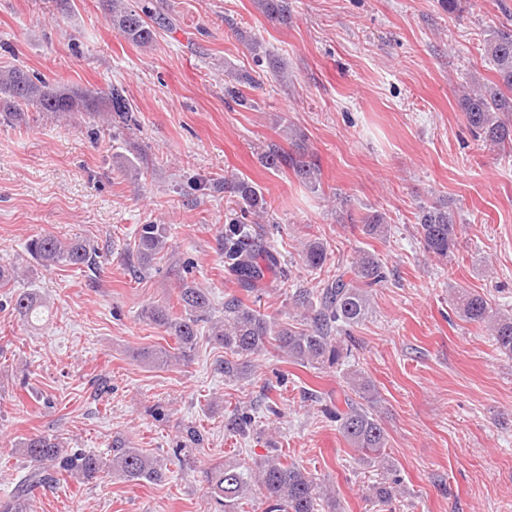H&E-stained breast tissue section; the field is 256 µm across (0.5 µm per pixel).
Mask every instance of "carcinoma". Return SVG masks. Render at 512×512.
I'll list each match as a JSON object with an SVG mask.
<instances>
[{"label":"carcinoma","instance_id":"1","mask_svg":"<svg viewBox=\"0 0 512 512\" xmlns=\"http://www.w3.org/2000/svg\"><path fill=\"white\" fill-rule=\"evenodd\" d=\"M257 7L270 20L288 22V0H256ZM112 17V26L129 42L143 48L152 46L156 38L153 23L158 16L152 0H103ZM485 54L493 63L497 81L482 89L459 95L460 107L469 126L484 141L502 150H512V29L504 27L489 34ZM228 93L245 102L242 88L258 84L251 71L238 69L228 73ZM37 112H87L106 119L116 127L136 124L133 107L121 86H111L106 99L91 90L61 88L20 68H0V122L20 123L29 110ZM263 166L272 171L289 169L308 188L316 191L321 184L320 167L310 158L304 138L294 135V149L286 152L272 144L260 155ZM224 191L236 198L240 215L231 217L221 232L224 267L234 276L242 290L251 293L268 276L278 272V258L258 232V219L266 213V200L252 180L232 176L224 178ZM415 229L419 242L429 255L446 259L456 247L457 221L453 210L444 205L421 206ZM361 231L372 238L384 237L388 224L382 213L368 212L358 219ZM170 230L165 224H140L133 245L125 251L127 261L138 272L152 270L155 260L169 249ZM27 251L34 262L44 268L71 266L80 269L95 264L98 248L88 240H60L43 235L31 239ZM302 262L312 271L327 262L323 243L308 240L303 244ZM388 281V270L375 254L359 253L349 269L336 273L316 290L292 288L289 305L299 315L294 323L276 324L271 318L232 294L224 297V316L215 317L210 293L188 276L179 279L177 304L171 307L154 304L144 310V318L173 337L174 345L147 348L141 356L158 368L185 363L190 359L201 336V324L210 325L212 341L224 348V380L244 379L250 366L249 357L260 355L272 347L302 367L323 369L338 366L348 357V346L342 336L360 324L370 306L371 292ZM12 309L22 321L37 316L44 306L34 292L23 291L11 300ZM459 316L469 323L484 326L503 354L512 356V317L493 309L489 299L478 291L463 289L457 294ZM379 402L373 381L359 370L344 374V388L336 394V402L324 409L350 447L362 460L383 469L382 477L371 488V497L388 503L401 494L398 480L390 476L395 464L385 453L387 433L375 413ZM256 423L249 412H235L225 422V430L244 436ZM24 460L25 472L16 479L9 492L0 496V512H33L37 493L51 486L57 476L68 474L89 482L106 473L122 481L157 484L166 477V466L153 456L133 447L122 437L112 439L110 454L91 451L70 453L58 438L34 433L16 446ZM211 499L218 512H245L253 487L262 495V512H320L323 503L336 509L329 490L317 478L280 457L270 455L252 467L246 463L218 466L209 476Z\"/></svg>","mask_w":512,"mask_h":512}]
</instances>
